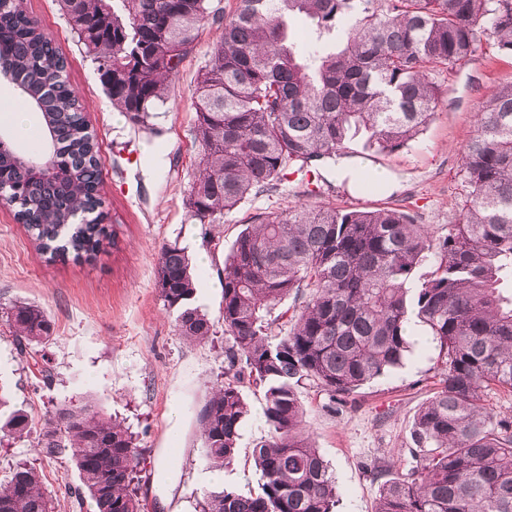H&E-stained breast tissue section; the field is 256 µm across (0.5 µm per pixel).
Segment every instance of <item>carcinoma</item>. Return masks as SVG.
I'll return each mask as SVG.
<instances>
[{
    "label": "carcinoma",
    "mask_w": 512,
    "mask_h": 512,
    "mask_svg": "<svg viewBox=\"0 0 512 512\" xmlns=\"http://www.w3.org/2000/svg\"><path fill=\"white\" fill-rule=\"evenodd\" d=\"M62 0L71 29L96 64L112 106L139 124L164 103L172 78L211 11L208 0ZM306 16L317 40L343 46L300 50L289 20ZM512 55V0H237L224 16L193 90L201 147L186 206L202 224L251 192L275 188L290 166L318 175L363 133L368 149L393 153L414 142L434 114L431 74L478 50V32ZM0 76L40 112L31 152H48L62 176L45 180L0 147V204L14 211L46 261L91 260L109 229L96 134L66 76V62L30 18L24 0H0ZM461 171L471 188L457 223L435 234L398 208L374 211L295 205L245 225L224 258V380L199 414L206 458L221 467L237 452L247 414L242 388L263 391L269 437L254 450L259 491L210 492L200 512H336V481L304 432L298 388L325 395L338 413L358 389L388 375L410 351L418 323L432 336L440 387L414 418L415 465H375L374 512H512V415L486 403L512 393V80L481 102ZM431 271L416 277L424 263ZM156 288L180 309L179 335L217 334L188 306L191 259L162 246ZM292 299L291 315L268 318ZM17 354L53 340L39 305L7 308ZM32 417L12 410L0 442L31 435ZM138 436L104 409L60 404L37 446L78 471L70 494L95 512H145L138 497ZM0 512H53L36 463L12 464Z\"/></svg>",
    "instance_id": "obj_1"
}]
</instances>
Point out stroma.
Returning a JSON list of instances; mask_svg holds the SVG:
<instances>
[{
	"mask_svg": "<svg viewBox=\"0 0 512 512\" xmlns=\"http://www.w3.org/2000/svg\"><path fill=\"white\" fill-rule=\"evenodd\" d=\"M29 14L59 47L66 73L98 134L105 206L118 231L117 248L87 262L46 263L11 210L0 206V390L12 406L25 409L42 430L57 403H90L124 418L139 435L144 469L139 496L148 512H198L204 494L230 487L256 491L252 453L269 431L260 390L244 387L249 407L238 453L215 482L200 438L198 413L224 371V338L194 342L178 336V313L166 309L155 286L160 249L178 242L195 265L198 307L213 322L222 319L224 254L243 225L257 216L306 204L343 208H399L415 223L441 232L455 223L469 194L460 171V151L469 139L482 99L512 78V55L482 38L466 61L435 71L438 107L416 142L392 154H377L355 138L348 158L353 173L337 177L323 164L316 185L291 176L277 189L250 196L214 224H200L185 200L196 174L200 147L193 136L192 91L207 64L218 25L206 24L171 83L166 101L148 126L113 108L94 64L71 29L60 0H24ZM382 173L395 190L362 191L356 176ZM40 305L53 324V341L19 357L3 312L13 301ZM412 349L402 367L366 384L342 412L329 415L315 389L301 387L304 427L336 477L338 512H373L379 481L368 472L383 462L405 471L412 461L410 431L418 410L439 379L437 351L425 327L412 326ZM52 371L43 383L42 368ZM177 448V474L164 490L152 485L155 463ZM35 462L55 512H94L77 507L69 494L79 483L70 463L42 456L35 439L0 444V481L17 460Z\"/></svg>",
	"mask_w": 512,
	"mask_h": 512,
	"instance_id": "1",
	"label": "stroma"
}]
</instances>
